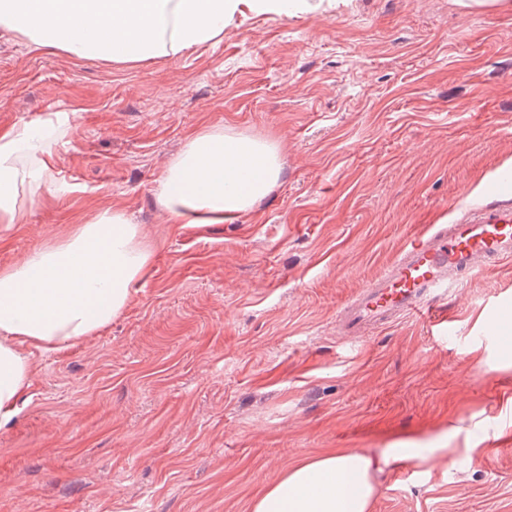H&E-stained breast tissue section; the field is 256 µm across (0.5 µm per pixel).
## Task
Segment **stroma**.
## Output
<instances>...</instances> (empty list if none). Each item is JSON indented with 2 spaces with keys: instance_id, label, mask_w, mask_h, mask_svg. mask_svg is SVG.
<instances>
[{
  "instance_id": "stroma-1",
  "label": "stroma",
  "mask_w": 512,
  "mask_h": 512,
  "mask_svg": "<svg viewBox=\"0 0 512 512\" xmlns=\"http://www.w3.org/2000/svg\"><path fill=\"white\" fill-rule=\"evenodd\" d=\"M49 112L67 194L0 225V269L122 209L156 251L101 335L27 348L0 418V512H252L292 465L438 448L415 479L378 476L371 512H512V264L367 338L336 313L421 226L512 205V11L458 0H300L243 8L221 41L114 66L0 31V132ZM224 126L276 142L282 177L221 224H172L167 161ZM494 343H485L486 334Z\"/></svg>"
}]
</instances>
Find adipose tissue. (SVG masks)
<instances>
[{
	"mask_svg": "<svg viewBox=\"0 0 512 512\" xmlns=\"http://www.w3.org/2000/svg\"><path fill=\"white\" fill-rule=\"evenodd\" d=\"M288 12V0H0V29L38 48L118 64L172 58L222 39L242 7ZM72 131L51 113L0 133V224L27 221V200L64 193L53 149ZM277 145L221 126L196 132L161 175L156 203L172 224H221L250 211L281 177ZM140 225L121 210L76 224L64 240L0 270V417L15 409L31 362L23 345L56 349L100 335L154 263ZM380 466L343 451L289 468L252 512H369Z\"/></svg>",
	"mask_w": 512,
	"mask_h": 512,
	"instance_id": "1",
	"label": "adipose tissue"
}]
</instances>
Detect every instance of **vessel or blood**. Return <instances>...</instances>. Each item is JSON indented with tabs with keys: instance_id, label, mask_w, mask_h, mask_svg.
Here are the masks:
<instances>
[{
	"instance_id": "b4317fda",
	"label": "vessel or blood",
	"mask_w": 512,
	"mask_h": 512,
	"mask_svg": "<svg viewBox=\"0 0 512 512\" xmlns=\"http://www.w3.org/2000/svg\"><path fill=\"white\" fill-rule=\"evenodd\" d=\"M511 259V207L477 209L455 224L428 225L339 309L336 333L367 336L414 316L446 338L448 322L432 304L437 294Z\"/></svg>"
}]
</instances>
